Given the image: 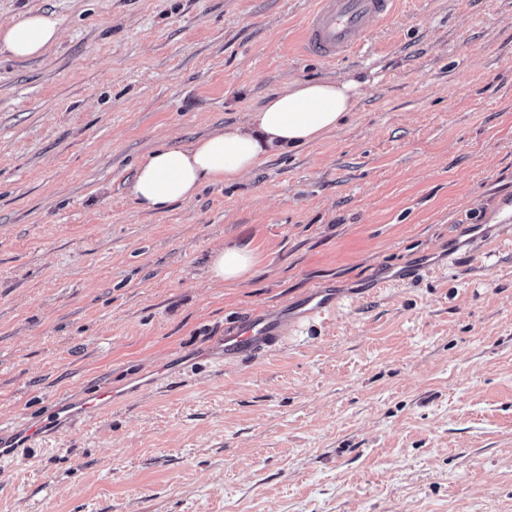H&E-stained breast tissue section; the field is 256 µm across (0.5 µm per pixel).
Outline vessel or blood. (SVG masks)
<instances>
[{
    "label": "vessel or blood",
    "instance_id": "1",
    "mask_svg": "<svg viewBox=\"0 0 512 512\" xmlns=\"http://www.w3.org/2000/svg\"><path fill=\"white\" fill-rule=\"evenodd\" d=\"M395 4L396 0H317L302 34L303 52L331 62L359 50L369 40L373 24L388 18ZM340 300L334 290L317 286L294 304L250 314L225 335L222 342L225 359L276 351L289 325L328 313L336 309ZM112 395L111 388H98L54 403L50 412L70 421L89 418L110 407ZM50 427V421L41 419L1 428L0 459L32 447Z\"/></svg>",
    "mask_w": 512,
    "mask_h": 512
}]
</instances>
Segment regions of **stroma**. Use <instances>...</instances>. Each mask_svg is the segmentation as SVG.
<instances>
[{"label": "stroma", "mask_w": 512, "mask_h": 512, "mask_svg": "<svg viewBox=\"0 0 512 512\" xmlns=\"http://www.w3.org/2000/svg\"><path fill=\"white\" fill-rule=\"evenodd\" d=\"M314 6L0 0L62 29L0 53V425L118 393L0 460V512H512V0H399L332 63L295 48ZM364 73L319 142L161 213L130 197L159 143ZM230 242L256 264L212 281ZM318 285L336 311L225 360L235 321Z\"/></svg>", "instance_id": "stroma-1"}]
</instances>
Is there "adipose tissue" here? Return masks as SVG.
<instances>
[{
	"mask_svg": "<svg viewBox=\"0 0 512 512\" xmlns=\"http://www.w3.org/2000/svg\"><path fill=\"white\" fill-rule=\"evenodd\" d=\"M61 35L51 12H28L0 22V50L27 60L42 55ZM356 79L294 80L251 112L247 125L179 146L153 149L137 166L129 188L136 206L161 212L192 201L207 185H231L258 170L273 155L314 144L341 129L363 94ZM249 246L232 243L215 251L212 279L235 282L254 265Z\"/></svg>",
	"mask_w": 512,
	"mask_h": 512,
	"instance_id": "obj_1",
	"label": "adipose tissue"
}]
</instances>
